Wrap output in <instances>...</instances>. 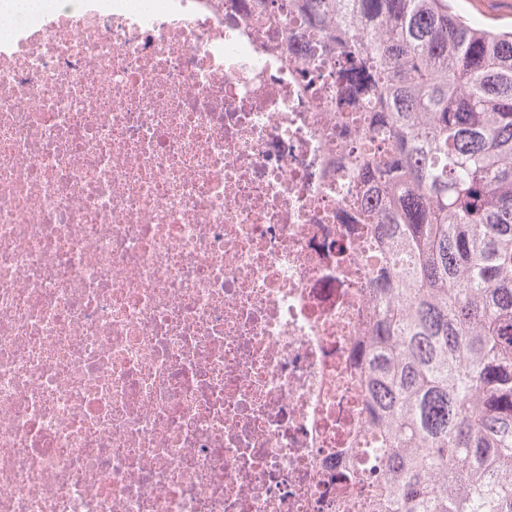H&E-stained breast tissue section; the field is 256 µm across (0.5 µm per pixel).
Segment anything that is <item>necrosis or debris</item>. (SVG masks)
<instances>
[{"label": "necrosis or debris", "instance_id": "necrosis-or-debris-1", "mask_svg": "<svg viewBox=\"0 0 512 512\" xmlns=\"http://www.w3.org/2000/svg\"><path fill=\"white\" fill-rule=\"evenodd\" d=\"M256 7L0 29V512H368L358 127Z\"/></svg>", "mask_w": 512, "mask_h": 512}]
</instances>
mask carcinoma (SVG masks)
<instances>
[{"label": "carcinoma", "mask_w": 512, "mask_h": 512, "mask_svg": "<svg viewBox=\"0 0 512 512\" xmlns=\"http://www.w3.org/2000/svg\"><path fill=\"white\" fill-rule=\"evenodd\" d=\"M362 146L372 512H512V31L449 0H288Z\"/></svg>", "instance_id": "carcinoma-1"}]
</instances>
